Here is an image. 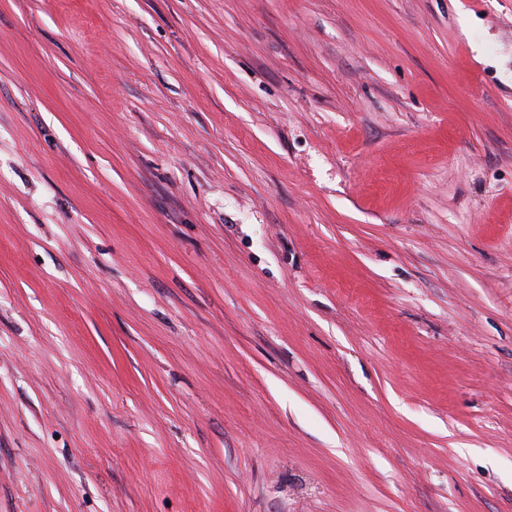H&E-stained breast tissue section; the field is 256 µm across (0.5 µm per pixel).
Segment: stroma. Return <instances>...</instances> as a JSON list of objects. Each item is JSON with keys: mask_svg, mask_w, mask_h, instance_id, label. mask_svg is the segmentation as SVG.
<instances>
[{"mask_svg": "<svg viewBox=\"0 0 512 512\" xmlns=\"http://www.w3.org/2000/svg\"><path fill=\"white\" fill-rule=\"evenodd\" d=\"M0 512H512V0H0Z\"/></svg>", "mask_w": 512, "mask_h": 512, "instance_id": "1", "label": "stroma"}]
</instances>
